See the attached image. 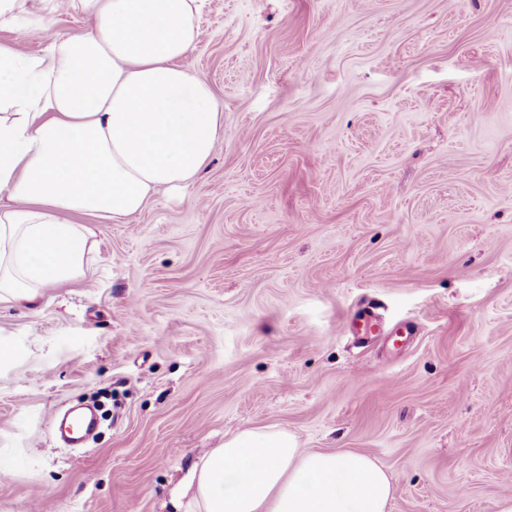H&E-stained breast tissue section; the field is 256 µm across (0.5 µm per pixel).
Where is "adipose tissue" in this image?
Instances as JSON below:
<instances>
[{
	"label": "adipose tissue",
	"mask_w": 512,
	"mask_h": 512,
	"mask_svg": "<svg viewBox=\"0 0 512 512\" xmlns=\"http://www.w3.org/2000/svg\"><path fill=\"white\" fill-rule=\"evenodd\" d=\"M200 0H0V31L46 32L59 11L86 28L21 56L0 43V307L37 311L85 278L94 232L125 221L211 159L224 113L179 61L199 38ZM190 512H388L395 487L367 454L301 448L246 428L194 462Z\"/></svg>",
	"instance_id": "1"
}]
</instances>
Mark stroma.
Here are the masks:
<instances>
[{
	"mask_svg": "<svg viewBox=\"0 0 512 512\" xmlns=\"http://www.w3.org/2000/svg\"><path fill=\"white\" fill-rule=\"evenodd\" d=\"M224 133L42 308L0 311V512H177L246 427L365 453L389 512L512 494V0H206ZM413 322L359 343L364 303ZM118 402L84 448L56 414Z\"/></svg>",
	"mask_w": 512,
	"mask_h": 512,
	"instance_id": "obj_1",
	"label": "stroma"
}]
</instances>
